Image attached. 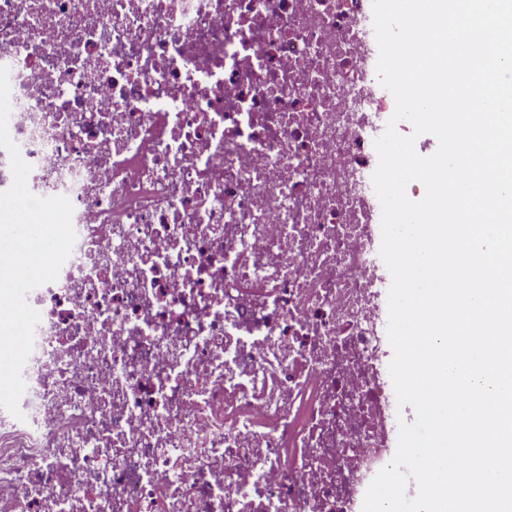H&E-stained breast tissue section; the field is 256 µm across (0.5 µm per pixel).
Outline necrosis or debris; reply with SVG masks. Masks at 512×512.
I'll return each instance as SVG.
<instances>
[{"mask_svg":"<svg viewBox=\"0 0 512 512\" xmlns=\"http://www.w3.org/2000/svg\"><path fill=\"white\" fill-rule=\"evenodd\" d=\"M371 0H0L76 240L26 300L0 512H355L392 459Z\"/></svg>","mask_w":512,"mask_h":512,"instance_id":"1","label":"necrosis or debris"}]
</instances>
